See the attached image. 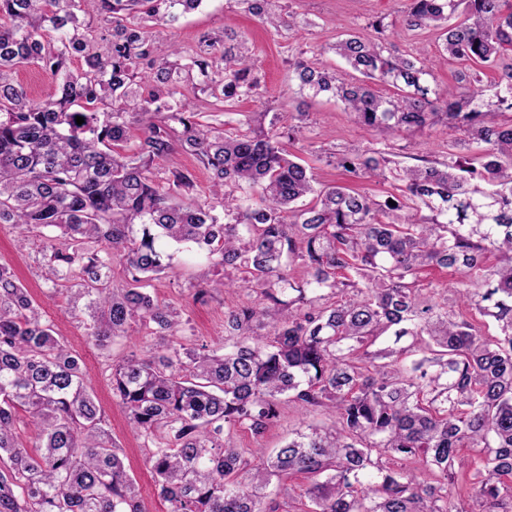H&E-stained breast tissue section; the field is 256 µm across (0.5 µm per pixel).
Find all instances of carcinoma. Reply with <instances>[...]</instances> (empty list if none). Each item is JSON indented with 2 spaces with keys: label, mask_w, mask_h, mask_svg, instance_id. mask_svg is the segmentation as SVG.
<instances>
[{
  "label": "carcinoma",
  "mask_w": 512,
  "mask_h": 512,
  "mask_svg": "<svg viewBox=\"0 0 512 512\" xmlns=\"http://www.w3.org/2000/svg\"><path fill=\"white\" fill-rule=\"evenodd\" d=\"M201 2L0 0V224L49 231L47 280L68 313L85 315L87 336L103 347L137 317L174 335L177 309L144 292L170 268L173 245L242 274L228 283L205 273L196 295L255 294L224 320V347L168 343L112 366V397L151 445L167 512H277L267 488L275 480L288 494L294 473L310 479L305 512H512V0H404L405 30L441 31V54L470 63L446 85L380 21L319 48L350 74L318 58L291 63L288 84L330 93L374 132L440 124L461 134L456 147L483 145L473 158L450 150L402 167L384 140L336 157L347 172L393 181L397 194L383 201L317 185L285 148L304 137L305 113L233 112L259 98L247 40L204 33L158 54L151 24L172 25ZM240 2L270 29L296 25L278 0ZM89 11L110 18L103 53L79 19ZM25 64L52 76L55 100L12 80ZM475 66L500 76L485 88ZM195 91L233 130L197 119ZM178 150L209 173L213 200L194 196L191 170H155ZM488 253L498 263L486 269ZM296 258L299 280L288 273ZM428 268L460 274L458 301L498 333L423 292ZM284 400L334 424L296 431L270 453L226 438L243 427L261 437ZM20 410L38 428L33 442ZM102 421L81 356L0 266V512H142Z\"/></svg>",
  "instance_id": "cac0c4a2"
}]
</instances>
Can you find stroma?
Wrapping results in <instances>:
<instances>
[{"mask_svg":"<svg viewBox=\"0 0 512 512\" xmlns=\"http://www.w3.org/2000/svg\"><path fill=\"white\" fill-rule=\"evenodd\" d=\"M291 10L298 15L292 29L274 32L243 12L237 0H203L202 5L172 26L160 29L161 47L177 43L185 47L195 45L203 32L230 29L247 39L255 53L257 75L261 90L275 111L285 114L304 112L308 115L306 135L314 146L306 159L322 183H345L352 187L384 197L392 193L390 184H377L344 174L335 165L317 159V150L342 151L351 146L365 149L375 147L378 135L358 126L340 103L333 97L315 98L299 94L288 86V68L298 53L333 42L338 33L366 29L374 20L391 24L397 20L402 0H287ZM400 50L417 46L427 58L435 62V75L445 84L462 67L461 62L439 56V40L430 30L404 31L397 39ZM456 139L455 132L437 126L424 132L400 134L389 143L394 154L406 158L420 152L429 159L446 160L448 149ZM41 233L31 230L19 236L10 226L0 225V266L11 268L40 305L43 314L54 321L62 336L84 360L86 376L91 382L105 419V428L116 444L130 476L139 488V500L144 512H166V505L146 463L144 440L135 432L125 412L112 399V386L105 370L100 350L86 337L81 320L65 314L66 299L55 292L45 281L40 266ZM211 264L206 258L187 252L176 254L171 269L160 279L152 281L150 294L161 302L171 303L178 309L183 329L177 339L186 344L220 346L224 341V319L229 311L247 302L246 294L234 291L208 294L205 300L194 297L193 284ZM160 338L152 326L135 320L128 335L115 339L111 347L113 361L135 356L149 358ZM329 418L318 411H304L294 404L285 403L280 415L262 435L254 437L250 430L233 431L232 439L241 448L262 444L267 448L278 447L289 431L307 426H329Z\"/></svg>","mask_w":512,"mask_h":512,"instance_id":"1","label":"stroma"}]
</instances>
